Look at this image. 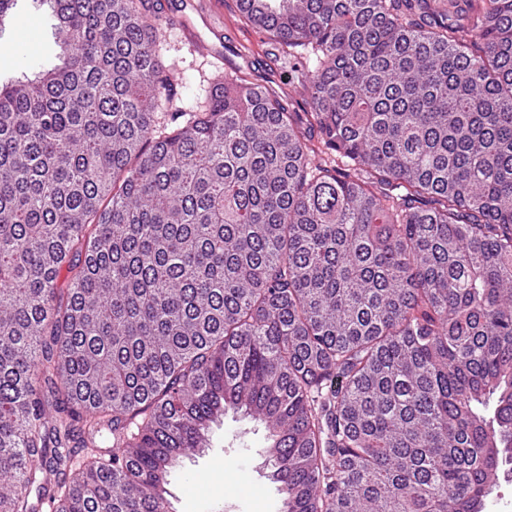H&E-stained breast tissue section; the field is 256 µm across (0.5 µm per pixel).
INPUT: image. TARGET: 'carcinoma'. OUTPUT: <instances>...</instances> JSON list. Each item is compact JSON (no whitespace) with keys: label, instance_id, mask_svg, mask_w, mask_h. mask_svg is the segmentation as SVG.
I'll list each match as a JSON object with an SVG mask.
<instances>
[{"label":"carcinoma","instance_id":"carcinoma-1","mask_svg":"<svg viewBox=\"0 0 512 512\" xmlns=\"http://www.w3.org/2000/svg\"><path fill=\"white\" fill-rule=\"evenodd\" d=\"M48 2L60 64L0 84V512H166L228 409L284 512H483L512 464V0H237L311 111L237 76L168 132L141 0Z\"/></svg>","mask_w":512,"mask_h":512}]
</instances>
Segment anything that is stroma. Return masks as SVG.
<instances>
[{
    "label": "stroma",
    "instance_id": "35a3bbf8",
    "mask_svg": "<svg viewBox=\"0 0 512 512\" xmlns=\"http://www.w3.org/2000/svg\"><path fill=\"white\" fill-rule=\"evenodd\" d=\"M157 30L158 56L173 80L171 109L189 111L209 96L227 72L269 82L294 112L308 111L300 75L266 36L247 25L237 0H142ZM0 81L34 78L59 62L58 21L42 0H15L0 25ZM271 444L265 425L226 412L213 423L203 450L182 457L167 485V512H282L283 494L267 466Z\"/></svg>",
    "mask_w": 512,
    "mask_h": 512
}]
</instances>
